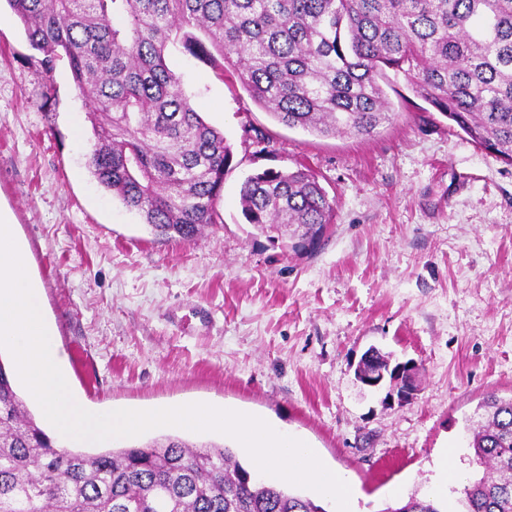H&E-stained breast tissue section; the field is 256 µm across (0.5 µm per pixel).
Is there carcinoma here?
Returning a JSON list of instances; mask_svg holds the SVG:
<instances>
[{"mask_svg":"<svg viewBox=\"0 0 512 512\" xmlns=\"http://www.w3.org/2000/svg\"><path fill=\"white\" fill-rule=\"evenodd\" d=\"M51 69L67 60L97 139L92 175L156 235L195 240L233 146L195 110L165 51L218 53L279 123L369 136L391 119L382 82L417 97L512 165V0H7ZM247 223L283 248L322 238L335 212L317 175L265 169L240 188ZM468 446L482 476L459 512H512V398L484 403ZM0 512H325L257 479L225 445L163 442L88 454L57 445L0 360ZM386 512H443L410 498Z\"/></svg>","mask_w":512,"mask_h":512,"instance_id":"1","label":"carcinoma"}]
</instances>
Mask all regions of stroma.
<instances>
[{"label":"stroma","mask_w":512,"mask_h":512,"mask_svg":"<svg viewBox=\"0 0 512 512\" xmlns=\"http://www.w3.org/2000/svg\"><path fill=\"white\" fill-rule=\"evenodd\" d=\"M18 20L0 27V199L12 209L72 394L103 410L231 405L306 438L344 474L355 512L448 501L480 477L465 425L491 394L512 396V165L418 98L384 89L389 123L370 137H318L278 123L231 73L170 48L194 108L234 158L221 223L194 242L155 235L90 173L95 136L66 61L45 71ZM303 164L336 215L311 252L248 224L239 189L257 171ZM418 368L408 402L360 385L369 348ZM165 437L232 446L172 426Z\"/></svg>","instance_id":"1"}]
</instances>
